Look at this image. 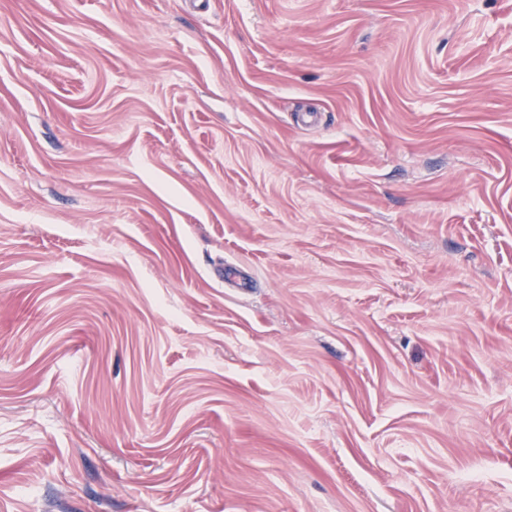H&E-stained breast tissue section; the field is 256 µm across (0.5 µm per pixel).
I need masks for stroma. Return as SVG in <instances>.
<instances>
[{
  "instance_id": "35a3bbf8",
  "label": "stroma",
  "mask_w": 512,
  "mask_h": 512,
  "mask_svg": "<svg viewBox=\"0 0 512 512\" xmlns=\"http://www.w3.org/2000/svg\"><path fill=\"white\" fill-rule=\"evenodd\" d=\"M0 512H512V0H0Z\"/></svg>"
}]
</instances>
